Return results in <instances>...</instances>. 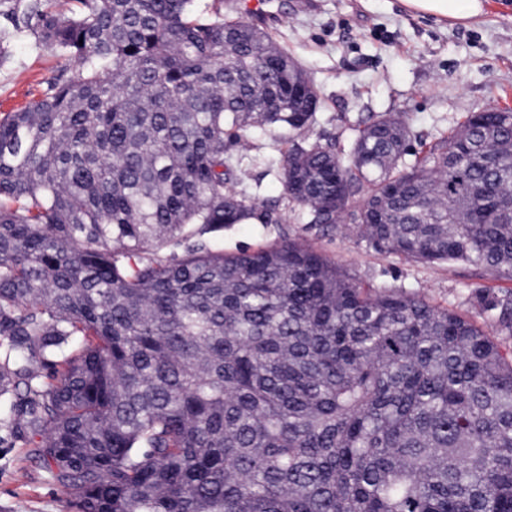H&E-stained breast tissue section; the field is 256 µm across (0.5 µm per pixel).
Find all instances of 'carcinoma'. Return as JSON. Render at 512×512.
Listing matches in <instances>:
<instances>
[{"label": "carcinoma", "mask_w": 512, "mask_h": 512, "mask_svg": "<svg viewBox=\"0 0 512 512\" xmlns=\"http://www.w3.org/2000/svg\"><path fill=\"white\" fill-rule=\"evenodd\" d=\"M17 40L69 67L0 115V430L76 512H512V359L472 321L298 240L159 256L286 220L240 177L270 132L310 223L511 281V107L312 139L314 85L224 0H0Z\"/></svg>", "instance_id": "obj_1"}]
</instances>
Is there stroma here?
<instances>
[{
  "mask_svg": "<svg viewBox=\"0 0 512 512\" xmlns=\"http://www.w3.org/2000/svg\"><path fill=\"white\" fill-rule=\"evenodd\" d=\"M258 12L273 41L288 50L313 83L321 102L314 135L346 139L350 128L370 116L407 117L430 140L448 133L470 112L512 106V0H486L481 20L447 25L406 9L401 0H224V11ZM53 51L18 41L0 66V114L22 110L46 80L67 67ZM280 145L258 135L244 178L259 183L260 200L283 196L279 178L266 174L263 158ZM301 239L362 282L405 285L434 304L475 319L512 353V336L475 314L473 293L483 288L512 292V281L468 264H422L374 251L344 222L333 227L307 223L300 211L284 224L251 221L204 236L205 245L227 254ZM0 512H72L66 495L34 462L22 442L0 444Z\"/></svg>",
  "mask_w": 512,
  "mask_h": 512,
  "instance_id": "35a3bbf8",
  "label": "stroma"
}]
</instances>
